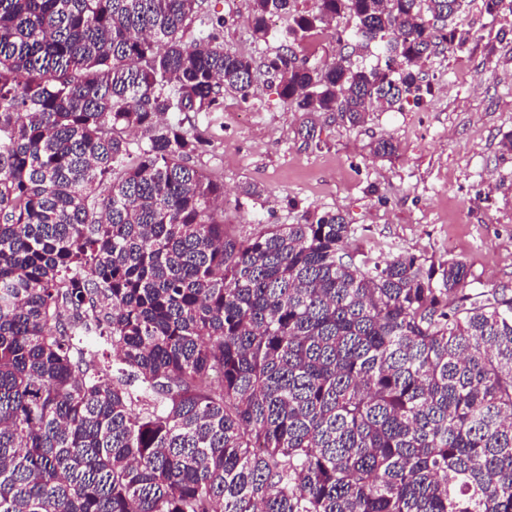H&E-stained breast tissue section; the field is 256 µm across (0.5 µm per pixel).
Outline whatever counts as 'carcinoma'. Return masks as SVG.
<instances>
[{"label": "carcinoma", "mask_w": 512, "mask_h": 512, "mask_svg": "<svg viewBox=\"0 0 512 512\" xmlns=\"http://www.w3.org/2000/svg\"><path fill=\"white\" fill-rule=\"evenodd\" d=\"M203 2L0 0V512H512V291L357 261L338 213L217 221L210 139L162 120L249 96ZM298 2L254 0L255 38L288 18L263 66L352 126L468 43L465 0ZM341 16L396 66L311 62Z\"/></svg>", "instance_id": "1"}]
</instances>
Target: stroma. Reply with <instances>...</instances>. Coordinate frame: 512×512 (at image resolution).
<instances>
[{"instance_id":"obj_1","label":"stroma","mask_w":512,"mask_h":512,"mask_svg":"<svg viewBox=\"0 0 512 512\" xmlns=\"http://www.w3.org/2000/svg\"><path fill=\"white\" fill-rule=\"evenodd\" d=\"M204 8L224 18L225 49L258 60L278 49L288 25L273 18L272 36L259 41L253 0H205ZM463 23L464 52L420 65L430 92L371 111L363 125L327 113L306 133L305 115L280 100L260 69L248 100L228 92L223 111L187 115V124L209 130L210 146L189 163L223 185L219 220L246 238L308 211L336 212L355 228L358 251L456 259L474 287L512 290V153L501 147L512 134V15L491 19L471 0ZM351 25L345 16L322 28L317 59L343 52L356 64H384L375 45L337 44V30ZM382 138L396 145L393 155L374 154ZM251 185L260 197L246 195Z\"/></svg>"}]
</instances>
